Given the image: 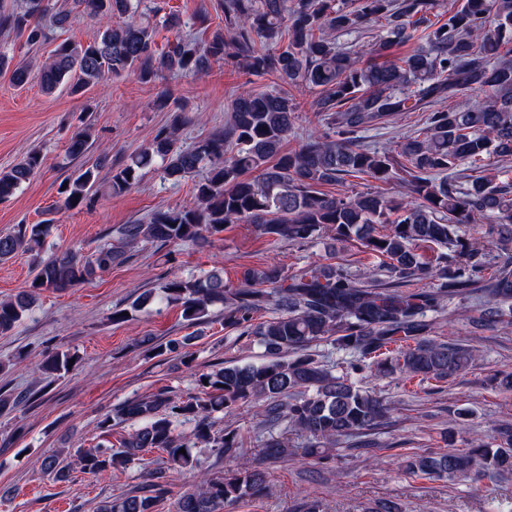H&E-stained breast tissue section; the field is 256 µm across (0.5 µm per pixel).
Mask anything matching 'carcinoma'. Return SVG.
Listing matches in <instances>:
<instances>
[{"label":"carcinoma","instance_id":"carcinoma-1","mask_svg":"<svg viewBox=\"0 0 512 512\" xmlns=\"http://www.w3.org/2000/svg\"><path fill=\"white\" fill-rule=\"evenodd\" d=\"M142 0H72L70 9H53L49 0H25L17 12L0 4V32L35 44L47 29L70 22L75 11L105 21L85 45L59 44L39 67L46 94L66 86L74 92L104 78L135 73L147 83L166 70L204 75L210 63L236 64L256 76L275 75L317 92L312 112L316 127L297 150H283L292 132L297 104L281 93L244 90L232 100L231 118L191 147L179 144L185 123L176 109L171 123L149 145L117 166L108 154L93 155L91 130L76 131L68 154L82 160L64 179L59 208L74 210L102 188L121 193L138 183L155 162L163 178L177 181L207 166L194 201L159 210L146 219L120 225L113 241L83 257L65 251L43 259L39 250L51 224H21L0 235V260L18 252L34 256L30 287L0 301V335L8 336L35 306L43 290H65L103 273L132 256L142 244L200 243L243 221L262 235L301 241L328 231L342 242L358 241L387 260L386 287L342 267H304L289 276L275 266L244 271L234 288L224 274L173 277L163 299L182 308L191 325L210 320L209 307L224 305V327L254 338L262 361L225 365L196 378L197 393L176 399L165 392L128 401L103 418L98 428L132 422L136 428L117 448L97 445L77 454L80 468L102 475L111 468L142 464L143 452L160 448L174 468H196L190 449L201 445L216 459L243 455L238 430L219 427L215 414L230 415L252 406L264 448L257 457L215 473L203 472L193 489L180 494L175 512H226L246 497L266 490L267 465L289 455L288 437L307 441L304 455L320 460L324 448L344 440L370 450L371 436L389 424L391 407L352 381L375 368L422 380H440L466 371L477 359L466 345L436 336L428 314H441L445 299L458 298L480 308L469 325L494 330L512 325V183L497 181L495 162L512 158V0H461L438 19L435 0H223L224 30L204 44L179 37L156 52L155 27L131 20L111 24L114 15H134ZM385 21L375 39L347 50L336 39L364 25ZM417 39L422 46L395 55L400 45ZM17 87L28 84L31 66L0 53V71ZM483 97L474 100L470 92ZM459 97L454 109L430 111L424 126L407 136L399 162L389 152L365 147L358 133L403 112ZM32 151L0 171V200L14 194L40 167ZM465 165V182L446 178ZM108 176L101 177L104 168ZM366 175L382 183L405 181L414 199L401 202L383 192L329 196L320 190L346 176ZM492 223L498 234L491 246L459 235L462 224ZM388 224L384 233L377 225ZM442 249L426 262L418 246ZM434 279V288L404 289L417 279ZM270 309L273 316L254 322ZM200 334L152 343L147 353L193 361ZM324 342L330 351L316 359L307 353ZM338 354L340 358L333 359ZM75 358L58 351L40 371L48 377L69 372ZM341 369L336 375L333 369ZM192 425L190 435L177 432ZM495 447L478 437L470 446L440 453L414 454L405 461L413 475L479 481L512 472V425L494 430ZM185 453H180V450ZM70 463L48 456L42 468L56 479ZM168 493L158 481L142 495L105 500L99 512H155Z\"/></svg>","mask_w":512,"mask_h":512}]
</instances>
